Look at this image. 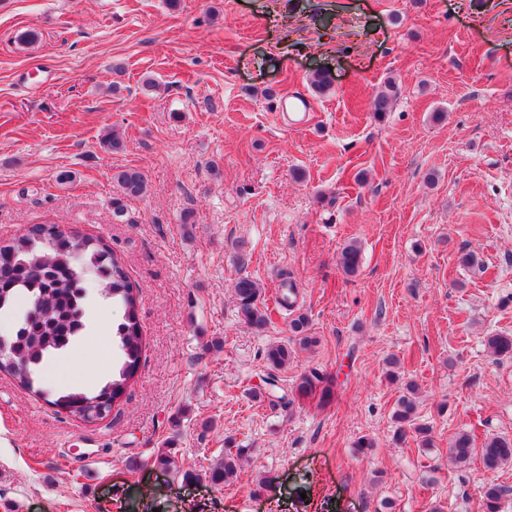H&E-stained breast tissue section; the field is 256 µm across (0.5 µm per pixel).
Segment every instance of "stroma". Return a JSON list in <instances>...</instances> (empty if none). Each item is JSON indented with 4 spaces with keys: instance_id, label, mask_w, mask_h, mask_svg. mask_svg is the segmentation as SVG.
Here are the masks:
<instances>
[{
    "instance_id": "stroma-1",
    "label": "stroma",
    "mask_w": 512,
    "mask_h": 512,
    "mask_svg": "<svg viewBox=\"0 0 512 512\" xmlns=\"http://www.w3.org/2000/svg\"><path fill=\"white\" fill-rule=\"evenodd\" d=\"M297 94L308 117L282 116ZM126 167L148 191L118 218ZM46 223L122 259L143 357L94 423L0 372V512H482L484 484L512 489L510 466L448 458L462 430L512 438V359L485 342L512 334V0H0V243ZM284 270L317 344L282 385L335 380L289 409L252 395L288 321L255 332L233 293L244 272L273 305ZM392 355L432 447L393 439ZM165 445L198 480L154 465ZM362 264L361 246L356 241L345 244L338 255L337 265L348 276L356 275ZM248 453V449L238 448L235 453L229 452L224 455V460L211 468L208 473L211 484L224 485L231 478L236 476L239 460L243 459Z\"/></svg>"
}]
</instances>
